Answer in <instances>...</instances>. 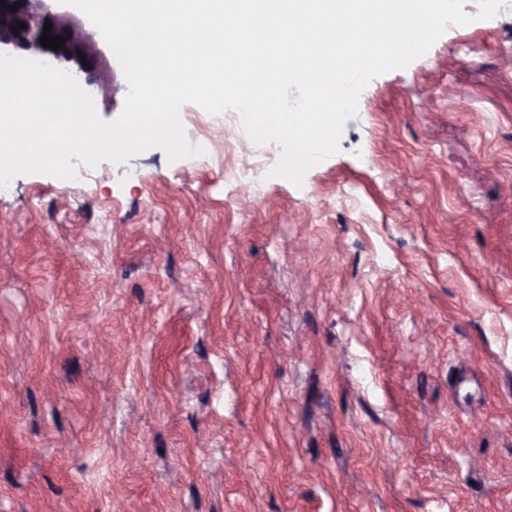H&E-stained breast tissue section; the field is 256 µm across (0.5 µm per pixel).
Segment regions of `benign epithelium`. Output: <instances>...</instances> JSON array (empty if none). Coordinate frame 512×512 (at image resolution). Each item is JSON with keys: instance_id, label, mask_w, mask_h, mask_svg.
<instances>
[{"instance_id": "benign-epithelium-1", "label": "benign epithelium", "mask_w": 512, "mask_h": 512, "mask_svg": "<svg viewBox=\"0 0 512 512\" xmlns=\"http://www.w3.org/2000/svg\"><path fill=\"white\" fill-rule=\"evenodd\" d=\"M11 5L16 9H9ZM20 22L26 28L19 27ZM47 22L51 23V34L64 40V45L56 51L41 44ZM101 43L100 31L86 28L83 20L70 11V6L58 0H0V46H10L29 57L73 61L77 70L72 76L85 79L89 85H102L101 71L106 56Z\"/></svg>"}]
</instances>
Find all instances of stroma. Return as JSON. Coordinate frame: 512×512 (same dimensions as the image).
I'll list each match as a JSON object with an SVG mask.
<instances>
[{"mask_svg":"<svg viewBox=\"0 0 512 512\" xmlns=\"http://www.w3.org/2000/svg\"><path fill=\"white\" fill-rule=\"evenodd\" d=\"M463 10L302 185L188 103L204 155L0 189V512H512V0Z\"/></svg>","mask_w":512,"mask_h":512,"instance_id":"35a3bbf8","label":"stroma"}]
</instances>
